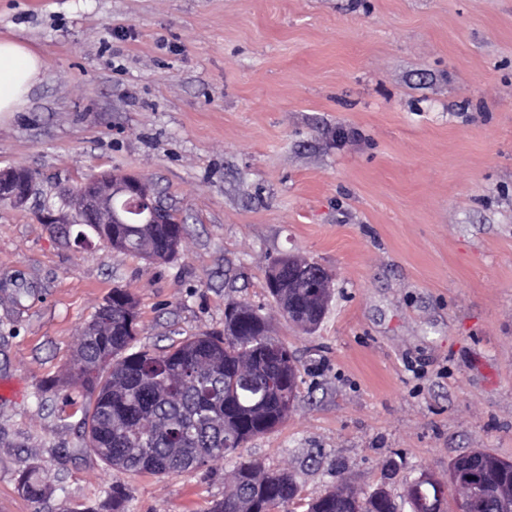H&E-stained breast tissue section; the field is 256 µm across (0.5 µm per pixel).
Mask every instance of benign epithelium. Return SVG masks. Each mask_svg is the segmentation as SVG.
<instances>
[{
  "label": "benign epithelium",
  "instance_id": "obj_1",
  "mask_svg": "<svg viewBox=\"0 0 512 512\" xmlns=\"http://www.w3.org/2000/svg\"><path fill=\"white\" fill-rule=\"evenodd\" d=\"M35 181L21 168L0 170V201L22 207L36 193ZM125 197L121 209L112 207V199ZM161 207L155 200L150 186L135 177L125 179L99 174L77 191L67 194L64 210L44 217L56 224H128L131 215H140L144 224L154 223L156 209ZM285 262L296 277H314L320 287H331L330 274L320 265L298 256H287Z\"/></svg>",
  "mask_w": 512,
  "mask_h": 512
}]
</instances>
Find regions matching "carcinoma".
<instances>
[{
    "instance_id": "1",
    "label": "carcinoma",
    "mask_w": 512,
    "mask_h": 512,
    "mask_svg": "<svg viewBox=\"0 0 512 512\" xmlns=\"http://www.w3.org/2000/svg\"><path fill=\"white\" fill-rule=\"evenodd\" d=\"M116 233L124 250L141 255L147 254L144 239H149L157 261L173 259L183 241L174 238L168 224L150 232L140 224H123ZM286 281L287 267L268 271L266 288L285 317L288 300L281 285ZM290 294L295 311L304 314L315 302L316 289L304 281ZM137 326L130 295L115 288L82 330L76 350L77 375L97 388L84 433L89 448L110 467L157 475L194 469L207 460L226 459L288 419V401L298 393L296 360L288 345L266 335L268 321L252 305L229 304L224 335L194 336L158 353L133 350ZM448 475L493 486L512 479V462L474 451L452 461ZM444 487L437 479L419 482L412 512H442ZM21 488L38 500L45 485L30 474ZM297 495L290 472H266L255 461L241 460L224 500L211 512H275ZM309 512H399V507L382 489L347 497L333 489L317 496Z\"/></svg>"
}]
</instances>
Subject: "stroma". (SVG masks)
<instances>
[{
	"instance_id": "1",
	"label": "stroma",
	"mask_w": 512,
	"mask_h": 512,
	"mask_svg": "<svg viewBox=\"0 0 512 512\" xmlns=\"http://www.w3.org/2000/svg\"><path fill=\"white\" fill-rule=\"evenodd\" d=\"M5 37L45 67L0 117V169L40 188L0 203V512H209L241 459L294 475L288 512L343 481L411 512L454 458L512 461V0H0ZM104 172L171 205L175 259L40 220ZM288 254L333 276L310 330L265 286ZM116 288L154 352L258 307L298 360L288 420L189 471L113 470L69 368Z\"/></svg>"
}]
</instances>
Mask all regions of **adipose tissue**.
<instances>
[{
  "label": "adipose tissue",
  "instance_id": "adipose-tissue-1",
  "mask_svg": "<svg viewBox=\"0 0 512 512\" xmlns=\"http://www.w3.org/2000/svg\"><path fill=\"white\" fill-rule=\"evenodd\" d=\"M43 73L41 56L27 44L0 39V113L16 112Z\"/></svg>",
  "mask_w": 512,
  "mask_h": 512
}]
</instances>
